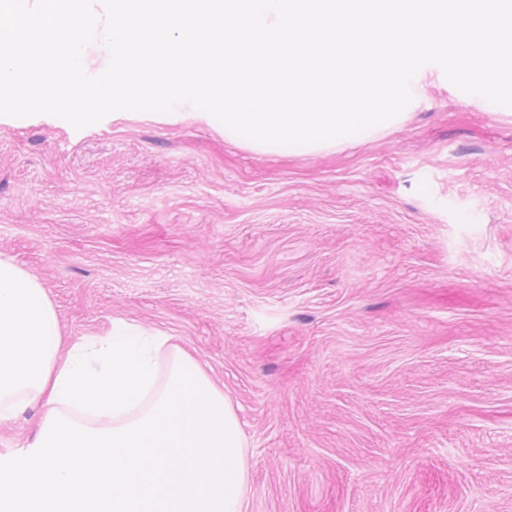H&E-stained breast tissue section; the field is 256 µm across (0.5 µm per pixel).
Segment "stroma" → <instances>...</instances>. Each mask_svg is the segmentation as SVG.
I'll return each mask as SVG.
<instances>
[{"label": "stroma", "mask_w": 512, "mask_h": 512, "mask_svg": "<svg viewBox=\"0 0 512 512\" xmlns=\"http://www.w3.org/2000/svg\"><path fill=\"white\" fill-rule=\"evenodd\" d=\"M0 256L63 345L172 336L244 434L243 512H512V116L259 154L193 116H0ZM42 407L0 426V454Z\"/></svg>", "instance_id": "obj_1"}]
</instances>
